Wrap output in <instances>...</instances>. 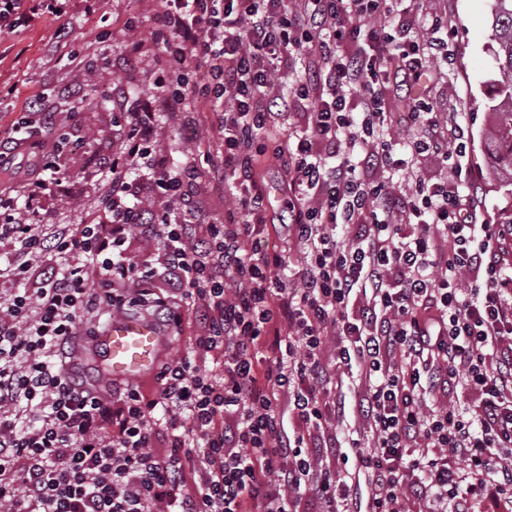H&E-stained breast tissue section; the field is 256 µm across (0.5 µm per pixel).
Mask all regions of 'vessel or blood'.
I'll list each match as a JSON object with an SVG mask.
<instances>
[{
    "instance_id": "1",
    "label": "vessel or blood",
    "mask_w": 512,
    "mask_h": 512,
    "mask_svg": "<svg viewBox=\"0 0 512 512\" xmlns=\"http://www.w3.org/2000/svg\"><path fill=\"white\" fill-rule=\"evenodd\" d=\"M87 345L102 355L112 381L133 382L157 370L166 338L150 317L122 314L112 317Z\"/></svg>"
}]
</instances>
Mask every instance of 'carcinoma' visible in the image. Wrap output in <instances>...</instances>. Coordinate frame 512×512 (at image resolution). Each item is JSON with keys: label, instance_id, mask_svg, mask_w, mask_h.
<instances>
[{"label": "carcinoma", "instance_id": "obj_1", "mask_svg": "<svg viewBox=\"0 0 512 512\" xmlns=\"http://www.w3.org/2000/svg\"><path fill=\"white\" fill-rule=\"evenodd\" d=\"M492 29L499 69L493 88L498 103L489 109L487 137L497 168L512 177V0H493Z\"/></svg>", "mask_w": 512, "mask_h": 512}]
</instances>
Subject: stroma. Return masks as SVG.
Listing matches in <instances>:
<instances>
[{
  "label": "stroma",
  "mask_w": 512,
  "mask_h": 512,
  "mask_svg": "<svg viewBox=\"0 0 512 512\" xmlns=\"http://www.w3.org/2000/svg\"><path fill=\"white\" fill-rule=\"evenodd\" d=\"M411 12L419 22L431 16L448 19L451 66H438L435 76L421 80L419 96L441 114L457 113L471 129V144L462 165L474 177L473 204L478 220L501 223L508 203L505 190L492 175V158L484 140L489 82L495 76L492 53L491 0H413ZM155 0H72L69 15L73 34L61 53L50 50L57 21L43 19L0 41V129L16 122L24 102L43 96L56 121L45 134L60 139L58 162L69 181L43 198L42 209L53 223L91 221L98 214L97 180L103 154L120 140L114 122L118 110L113 85L148 94L157 72L153 63L130 68L127 58L134 40L149 38L158 26ZM215 116L205 105L179 114L177 121L160 120L156 139L172 165L196 162L201 168L216 165L204 155L202 144L215 137ZM262 189L273 203L271 226L261 237L265 246L288 247V171L271 154L256 158ZM187 192L199 223L222 217L231 201L224 186L202 177Z\"/></svg>",
  "instance_id": "stroma-1"
}]
</instances>
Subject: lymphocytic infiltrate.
Returning a JSON list of instances; mask_svg holds the SVG:
<instances>
[{
  "label": "lymphocytic infiltrate",
  "mask_w": 512,
  "mask_h": 512,
  "mask_svg": "<svg viewBox=\"0 0 512 512\" xmlns=\"http://www.w3.org/2000/svg\"><path fill=\"white\" fill-rule=\"evenodd\" d=\"M68 2L0 0V37L52 18L66 44ZM160 4L153 44L209 81L157 84L116 115L123 138L91 222L26 219L61 183L57 146L37 133L42 97L0 133V168L29 160L23 199L0 192L13 286L0 301V512H408L411 499L471 512L486 498L512 512V225L477 221L467 126L438 135V113L418 102L399 120L386 96L447 59V19L420 35L403 0ZM297 50L310 67L275 89V62ZM203 98L224 146L211 176L234 200L205 226L182 191L195 165L172 169L154 140L161 118ZM403 122L417 128L404 145ZM260 141L288 170L293 276L258 246ZM429 159L430 180L415 173ZM404 170L405 192L390 178ZM133 307L168 332L194 314L203 326L155 389L111 398L68 350ZM350 371L368 434L341 452L334 398ZM329 454L347 475L320 464Z\"/></svg>",
  "instance_id": "f902f5d3"
}]
</instances>
